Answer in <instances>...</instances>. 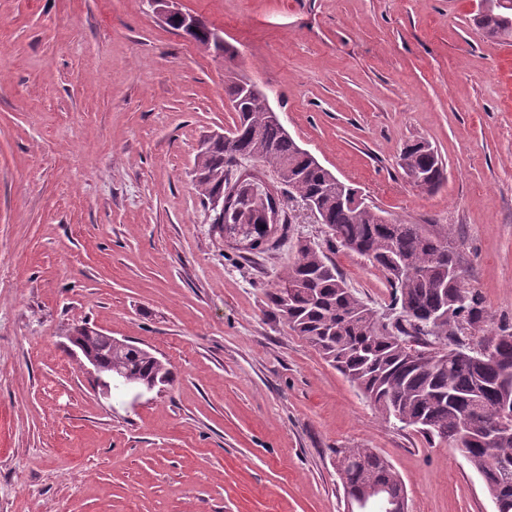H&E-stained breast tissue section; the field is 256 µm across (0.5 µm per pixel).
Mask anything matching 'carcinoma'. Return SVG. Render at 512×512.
<instances>
[{"label":"carcinoma","instance_id":"cac0c4a2","mask_svg":"<svg viewBox=\"0 0 512 512\" xmlns=\"http://www.w3.org/2000/svg\"><path fill=\"white\" fill-rule=\"evenodd\" d=\"M473 24L490 41L509 40L512 8L477 13ZM224 91L238 114L234 131L243 133V148L278 175L279 202L311 201L329 229V246L371 255L370 264L384 272L391 288L388 312L381 313L347 286L319 245L300 241L298 258L283 276L290 292L276 288L268 293L277 315L386 421L398 420L429 443L439 440L461 449L492 500L500 502L499 512H512V472L500 466L512 460V438L488 443L468 433L475 416L487 421L498 416L502 361H512V326L486 331L478 353L466 343V332L483 330L489 316L464 281L448 279V265L460 264L453 228L408 224L374 205H347L356 189L301 152L269 119L267 95L245 97L233 81ZM400 160L404 171L427 175L428 190L445 179L442 160L425 141L406 145ZM243 169L240 158L221 143L196 155L194 178L203 205L224 196V216L213 220L221 234L225 225L241 224L237 206L248 183L241 178ZM441 306L448 307L445 320L432 327L425 323L426 315ZM111 363L119 387L148 376L172 381L166 363L133 344L113 352ZM335 453L349 512H396L402 480L387 459L370 448H338Z\"/></svg>","mask_w":512,"mask_h":512}]
</instances>
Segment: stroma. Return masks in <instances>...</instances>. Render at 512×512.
I'll return each instance as SVG.
<instances>
[{
    "mask_svg": "<svg viewBox=\"0 0 512 512\" xmlns=\"http://www.w3.org/2000/svg\"><path fill=\"white\" fill-rule=\"evenodd\" d=\"M224 32L214 58L147 0H0V512H345L339 448L401 476L408 512H495L459 449L384 422L268 301L301 200L262 253L219 239L200 140L255 83L298 145L368 203L448 224L465 282L512 322V43L473 0H177ZM425 138L435 190L398 160ZM385 309L384 273L330 253ZM86 325L168 362L169 384L103 394L65 346ZM473 24L490 41L509 40L512 38V8L499 6L481 14L475 13Z\"/></svg>",
    "mask_w": 512,
    "mask_h": 512,
    "instance_id": "stroma-1",
    "label": "stroma"
}]
</instances>
